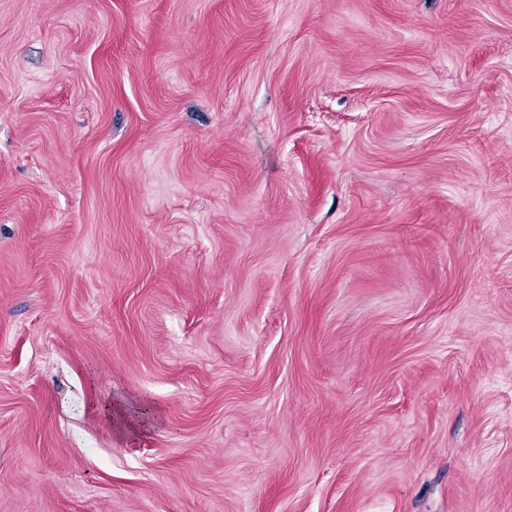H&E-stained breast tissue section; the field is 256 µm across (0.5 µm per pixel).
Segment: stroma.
<instances>
[{
  "label": "stroma",
  "instance_id": "35a3bbf8",
  "mask_svg": "<svg viewBox=\"0 0 512 512\" xmlns=\"http://www.w3.org/2000/svg\"><path fill=\"white\" fill-rule=\"evenodd\" d=\"M0 512H512V0H0Z\"/></svg>",
  "mask_w": 512,
  "mask_h": 512
}]
</instances>
